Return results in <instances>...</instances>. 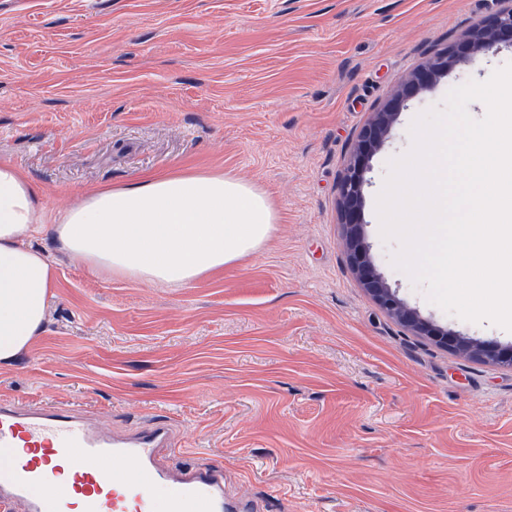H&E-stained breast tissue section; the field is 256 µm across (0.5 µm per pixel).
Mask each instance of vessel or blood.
<instances>
[{
    "label": "vessel or blood",
    "instance_id": "vessel-or-blood-1",
    "mask_svg": "<svg viewBox=\"0 0 512 512\" xmlns=\"http://www.w3.org/2000/svg\"><path fill=\"white\" fill-rule=\"evenodd\" d=\"M168 420L118 433L69 403L0 399V512H260L228 499L223 465H170Z\"/></svg>",
    "mask_w": 512,
    "mask_h": 512
}]
</instances>
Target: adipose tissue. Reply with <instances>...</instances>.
Here are the masks:
<instances>
[{
	"mask_svg": "<svg viewBox=\"0 0 512 512\" xmlns=\"http://www.w3.org/2000/svg\"><path fill=\"white\" fill-rule=\"evenodd\" d=\"M277 222L261 188L221 171L147 173L102 189L54 220L79 262L143 284L188 285L254 254ZM45 223L42 192L0 162V362L38 334L56 284L28 240Z\"/></svg>",
	"mask_w": 512,
	"mask_h": 512,
	"instance_id": "obj_1",
	"label": "adipose tissue"
}]
</instances>
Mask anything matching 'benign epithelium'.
Returning a JSON list of instances; mask_svg holds the SVG:
<instances>
[{
  "label": "benign epithelium",
  "mask_w": 512,
  "mask_h": 512,
  "mask_svg": "<svg viewBox=\"0 0 512 512\" xmlns=\"http://www.w3.org/2000/svg\"><path fill=\"white\" fill-rule=\"evenodd\" d=\"M500 43L512 44V7L499 11L485 25L468 33L458 45L436 50L425 65L411 73L395 94L371 113L357 134L350 160L340 178L339 196L344 246L351 270L381 311L412 334L426 336L455 353L512 367L511 346L442 329L400 298L376 269L364 241L362 220V186L366 165L387 138L405 102L447 73L460 54L473 55L488 51Z\"/></svg>",
  "instance_id": "benign-epithelium-1"
}]
</instances>
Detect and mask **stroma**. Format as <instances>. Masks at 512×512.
Here are the masks:
<instances>
[{
	"instance_id": "stroma-1",
	"label": "stroma",
	"mask_w": 512,
	"mask_h": 512,
	"mask_svg": "<svg viewBox=\"0 0 512 512\" xmlns=\"http://www.w3.org/2000/svg\"><path fill=\"white\" fill-rule=\"evenodd\" d=\"M512 0H0V161L47 214L143 172L221 170L277 211L254 255L195 283L141 285L30 244L57 284L42 331L0 363V398L73 404L115 431L157 418L172 464H222L271 512H512V369L386 316L352 274L338 184L357 133L439 48ZM512 63L466 58L409 101L365 174L373 262L422 316L512 332L430 303L376 210L420 113Z\"/></svg>"
}]
</instances>
